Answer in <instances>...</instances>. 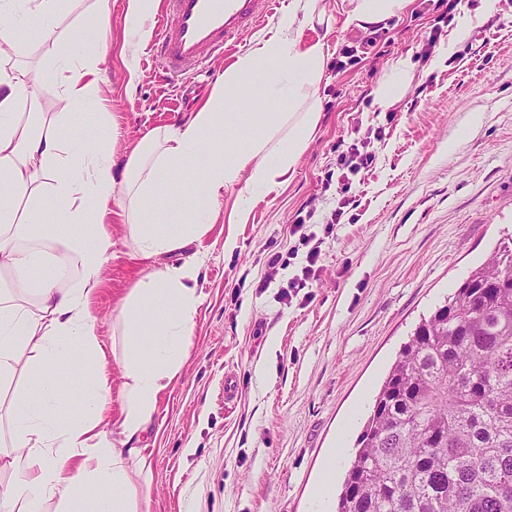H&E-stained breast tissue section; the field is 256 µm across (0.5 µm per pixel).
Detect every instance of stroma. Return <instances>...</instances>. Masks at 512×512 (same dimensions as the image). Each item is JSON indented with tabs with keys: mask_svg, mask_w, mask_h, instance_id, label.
<instances>
[{
	"mask_svg": "<svg viewBox=\"0 0 512 512\" xmlns=\"http://www.w3.org/2000/svg\"><path fill=\"white\" fill-rule=\"evenodd\" d=\"M329 24L305 29L326 45L323 115L288 186L259 200L248 223L230 224L225 190L201 251L205 301L190 357L163 396L148 435L154 450L152 512H311L312 493L337 442L354 447L400 347L512 232V0L469 9V35L451 41L440 0L361 31L345 26L343 0H323ZM126 0H112L109 50L101 71L102 111L116 156L150 129L174 125L208 99L225 68L250 50L258 31L223 57L169 84L148 49L129 82L124 60ZM439 63L423 56L434 26ZM374 40L358 64L337 69L345 47ZM410 58L415 77L391 113L374 91L392 60ZM383 127L372 166L354 177L349 222L322 245L306 296L282 302L297 269L270 286L269 253L285 252L297 213L337 205L325 186L340 141ZM112 257L91 302L104 347L120 335L118 309L148 271L136 257L120 211L112 213ZM234 248H225L226 239ZM238 393L224 398V378Z\"/></svg>",
	"mask_w": 512,
	"mask_h": 512,
	"instance_id": "1",
	"label": "stroma"
}]
</instances>
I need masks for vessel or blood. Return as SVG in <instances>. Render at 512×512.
I'll list each match as a JSON object with an SVG mask.
<instances>
[{
	"mask_svg": "<svg viewBox=\"0 0 512 512\" xmlns=\"http://www.w3.org/2000/svg\"><path fill=\"white\" fill-rule=\"evenodd\" d=\"M275 0H161L151 52L169 81L223 54L269 17Z\"/></svg>",
	"mask_w": 512,
	"mask_h": 512,
	"instance_id": "1",
	"label": "vessel or blood"
}]
</instances>
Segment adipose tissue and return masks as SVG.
<instances>
[{"mask_svg":"<svg viewBox=\"0 0 512 512\" xmlns=\"http://www.w3.org/2000/svg\"><path fill=\"white\" fill-rule=\"evenodd\" d=\"M412 2L348 0L345 23L376 26ZM62 7L0 0V276L13 279L0 289V474L10 477L0 512H150L146 437L190 355L203 304L200 260L167 258L205 237L225 189L237 191L228 223L244 224L260 199L287 186L322 117L325 44L303 34L325 10L321 0H290L197 112L151 130L120 162L102 142L71 135L79 126L106 134L107 115L94 105L112 0H95L90 18L64 38L56 32ZM15 16L55 49L37 75L10 63ZM413 77L408 59L392 61L375 90L381 109L397 105ZM46 84L61 85L66 111H42ZM180 181L195 187L192 206L178 197ZM48 207L63 224L46 239L36 217ZM116 207L136 256L151 263L117 317V391L91 312ZM64 362L79 371L75 403L61 392Z\"/></svg>","mask_w":512,"mask_h":512,"instance_id":"1","label":"adipose tissue"}]
</instances>
